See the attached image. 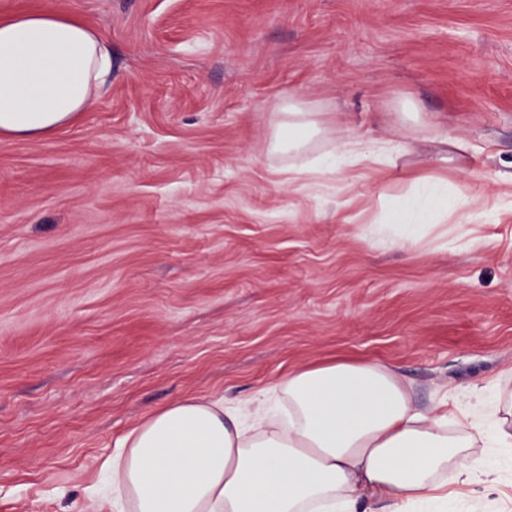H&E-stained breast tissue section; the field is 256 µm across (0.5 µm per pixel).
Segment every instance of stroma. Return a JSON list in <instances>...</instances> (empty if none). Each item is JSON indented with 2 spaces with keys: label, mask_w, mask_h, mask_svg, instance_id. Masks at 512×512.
<instances>
[{
  "label": "stroma",
  "mask_w": 512,
  "mask_h": 512,
  "mask_svg": "<svg viewBox=\"0 0 512 512\" xmlns=\"http://www.w3.org/2000/svg\"><path fill=\"white\" fill-rule=\"evenodd\" d=\"M104 39L96 108L0 136V512H114L102 465L190 397L392 367L429 410L512 382V0H55ZM317 115L272 148L289 102ZM448 130L455 145L439 141ZM378 163L330 168L350 137ZM439 183L419 246L370 225ZM512 512V474L417 512Z\"/></svg>",
  "instance_id": "35a3bbf8"
}]
</instances>
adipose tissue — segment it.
I'll list each match as a JSON object with an SVG mask.
<instances>
[{
	"instance_id": "ef3b65f1",
	"label": "adipose tissue",
	"mask_w": 512,
	"mask_h": 512,
	"mask_svg": "<svg viewBox=\"0 0 512 512\" xmlns=\"http://www.w3.org/2000/svg\"><path fill=\"white\" fill-rule=\"evenodd\" d=\"M111 60L99 36L45 5L0 15V135L40 140L98 102ZM446 196L404 199L392 221L402 244L421 242ZM288 421L257 406L242 426L223 399L191 397L151 415L121 440L107 466L132 512H410L441 498L442 476L479 479L482 441L512 450V394L449 412L414 407L389 367L336 361L289 372Z\"/></svg>"
}]
</instances>
